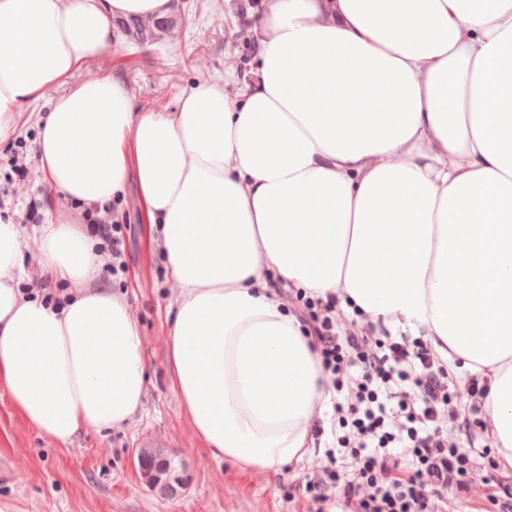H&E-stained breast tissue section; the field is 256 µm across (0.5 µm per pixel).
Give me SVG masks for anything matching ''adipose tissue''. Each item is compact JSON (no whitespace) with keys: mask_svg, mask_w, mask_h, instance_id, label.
I'll return each instance as SVG.
<instances>
[{"mask_svg":"<svg viewBox=\"0 0 512 512\" xmlns=\"http://www.w3.org/2000/svg\"><path fill=\"white\" fill-rule=\"evenodd\" d=\"M171 0H0V141L15 117ZM257 78L201 82L173 112L117 78L71 84L38 119L40 169L91 205L139 185L178 304L171 384L210 456L277 473L315 450L330 395L271 281L422 329L488 382L486 436L512 467V0H263ZM78 225L39 231L38 263L76 284L30 297L22 232L0 217V389L68 443L142 409L141 331L90 287Z\"/></svg>","mask_w":512,"mask_h":512,"instance_id":"ef3b65f1","label":"adipose tissue"}]
</instances>
